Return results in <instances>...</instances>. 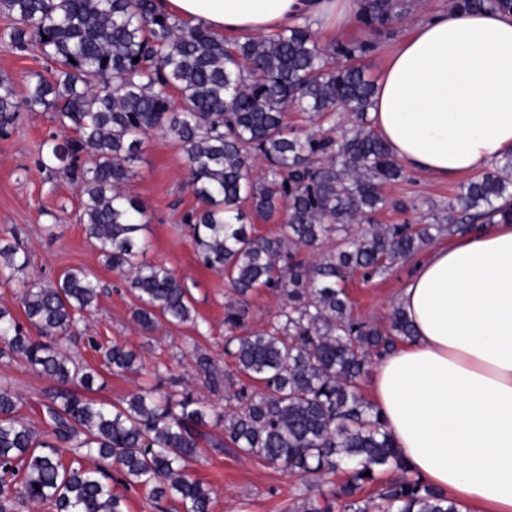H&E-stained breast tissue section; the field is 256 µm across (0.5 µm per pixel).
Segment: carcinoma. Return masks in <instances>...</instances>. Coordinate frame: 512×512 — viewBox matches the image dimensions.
Listing matches in <instances>:
<instances>
[{
  "mask_svg": "<svg viewBox=\"0 0 512 512\" xmlns=\"http://www.w3.org/2000/svg\"><path fill=\"white\" fill-rule=\"evenodd\" d=\"M512 11V0H453L454 9ZM12 23L0 46L39 54L52 76L27 75L20 92L0 79V133L20 110L54 112L75 136L38 146L40 167L79 187L88 242L138 301L133 319L146 332L195 321L173 270L145 259L151 242L146 207L123 189L145 145L160 135L182 153L199 205L184 217L199 262L224 276V356L191 350L201 384L224 391V410L181 386L174 366L155 368L158 386L118 402L87 397L95 371L59 351L97 304L98 280L82 269L49 287L23 284L19 304L37 336L0 307V356L75 389L39 404L44 428L19 416L20 398L0 387V496L14 491L56 512H127L112 474L143 487L155 507L173 500L183 512H210L211 490L187 472L200 427L221 429L220 445L329 484L289 512H459L440 490L410 475L378 409L360 394L374 358L412 336L396 306L381 328L352 313L344 283L390 273L436 236L512 223V153L495 170L462 184L430 224H375L383 185L403 169L369 118L374 82L359 64L366 43L329 48L301 23L272 36L228 40L158 11L154 0H0ZM404 0H362L360 19L386 27L404 18ZM139 61H133V58ZM354 114L338 133L292 128L290 111ZM266 163L255 173V162ZM281 218L275 234L254 219ZM312 257L305 258L303 252ZM29 266L18 243L0 238V272ZM264 289L279 297L261 329L246 325L245 298ZM103 365L139 373L137 355L86 337ZM73 450L69 464L62 447ZM93 465L86 466L84 461ZM385 470L400 476L364 492ZM371 475H365V472Z\"/></svg>",
  "mask_w": 512,
  "mask_h": 512,
  "instance_id": "cac0c4a2",
  "label": "carcinoma"
}]
</instances>
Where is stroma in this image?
Here are the masks:
<instances>
[{"mask_svg": "<svg viewBox=\"0 0 512 512\" xmlns=\"http://www.w3.org/2000/svg\"><path fill=\"white\" fill-rule=\"evenodd\" d=\"M408 15L399 23L373 28L355 21L345 31L328 36L316 32L322 45L364 42L371 52L361 60L371 79H378L384 60L394 46L409 36L421 15L447 9L448 0H407ZM51 112H20L7 135H0V235L14 231L25 247L30 263L27 280L43 285L54 283L66 270L82 268L100 282L97 306L84 324L85 337L63 340L62 349L75 359L100 367L101 360L86 339L100 337L115 341L138 353L146 366L141 375L102 372L93 395L100 400H117L151 384L149 365L165 362L177 366L184 380L197 384L196 367L185 358L187 345L195 343L224 366V304L229 296L221 274L203 267L192 238L179 231L184 215L197 201L186 182L188 165L181 153L163 137H155L133 168L127 191L145 205L149 218L147 235L152 247L147 261L171 268L188 289L196 323L166 325L151 333L142 332L132 318L137 305L128 288L108 269L87 241L79 222L81 213L76 183L39 169L37 147L49 135H71ZM458 182H439L407 173L404 180L386 185L388 207L376 216L380 224H413L432 216L455 197ZM415 268L414 262L398 264L389 275L363 281L351 278L346 286L356 316L378 325L388 323L396 298ZM0 386L11 388L22 401L21 414L35 428H42L39 404L46 393L61 390V383L34 372L19 359H0ZM216 429L202 439L199 458L189 470L212 491L211 512H287L308 488L306 481L270 466L235 448H219Z\"/></svg>", "mask_w": 512, "mask_h": 512, "instance_id": "35a3bbf8", "label": "stroma"}]
</instances>
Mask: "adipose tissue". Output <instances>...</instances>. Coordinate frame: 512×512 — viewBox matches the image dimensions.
Returning <instances> with one entry per match:
<instances>
[{
    "label": "adipose tissue",
    "instance_id": "1",
    "mask_svg": "<svg viewBox=\"0 0 512 512\" xmlns=\"http://www.w3.org/2000/svg\"><path fill=\"white\" fill-rule=\"evenodd\" d=\"M220 34L302 22L342 30L361 0H161ZM411 172L453 181L512 152V13L424 15L387 58L370 111ZM397 304L413 336L379 359L372 402L411 473L463 504L512 512V224L430 249Z\"/></svg>",
    "mask_w": 512,
    "mask_h": 512
}]
</instances>
